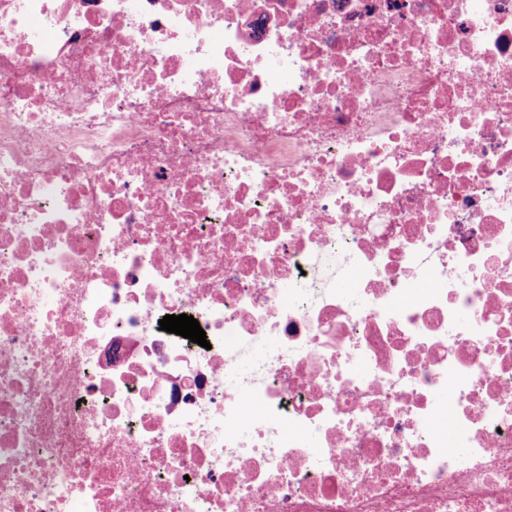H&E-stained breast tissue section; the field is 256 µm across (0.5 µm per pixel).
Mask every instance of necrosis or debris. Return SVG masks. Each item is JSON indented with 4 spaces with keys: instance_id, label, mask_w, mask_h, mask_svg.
Wrapping results in <instances>:
<instances>
[{
    "instance_id": "1",
    "label": "necrosis or debris",
    "mask_w": 512,
    "mask_h": 512,
    "mask_svg": "<svg viewBox=\"0 0 512 512\" xmlns=\"http://www.w3.org/2000/svg\"><path fill=\"white\" fill-rule=\"evenodd\" d=\"M0 512H512V0H0Z\"/></svg>"
}]
</instances>
